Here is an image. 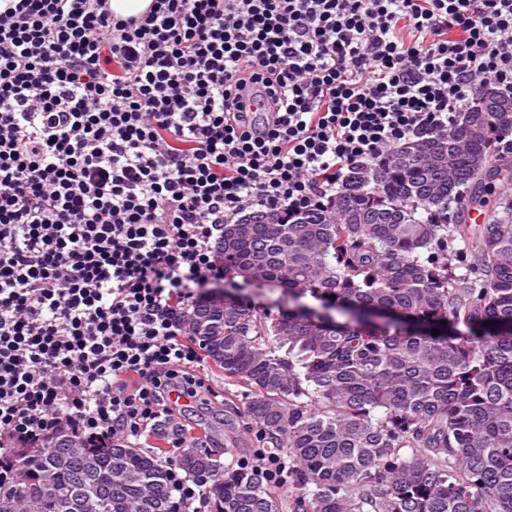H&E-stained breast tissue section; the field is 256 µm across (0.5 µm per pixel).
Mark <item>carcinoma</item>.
I'll use <instances>...</instances> for the list:
<instances>
[{"instance_id":"1","label":"carcinoma","mask_w":512,"mask_h":512,"mask_svg":"<svg viewBox=\"0 0 512 512\" xmlns=\"http://www.w3.org/2000/svg\"><path fill=\"white\" fill-rule=\"evenodd\" d=\"M512 98L479 99L443 136L348 174L331 206L224 225V278L248 271L286 303L228 292L194 335L246 387L248 429L288 456L290 512H512ZM492 208L469 224L449 204ZM463 247H456V242ZM466 274L458 278L454 268ZM313 303L306 302V298ZM447 324H441V321ZM440 333L434 335L432 330ZM276 340L285 354L269 345ZM96 461L94 472L84 460ZM180 465L211 512H281L275 488L206 448ZM0 512H173L165 472L133 446L56 436L25 453ZM57 493L35 502L41 482Z\"/></svg>"}]
</instances>
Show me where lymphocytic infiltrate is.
Segmentation results:
<instances>
[{
  "instance_id": "f902f5d3",
  "label": "lymphocytic infiltrate",
  "mask_w": 512,
  "mask_h": 512,
  "mask_svg": "<svg viewBox=\"0 0 512 512\" xmlns=\"http://www.w3.org/2000/svg\"><path fill=\"white\" fill-rule=\"evenodd\" d=\"M512 97V0H9L0 11V487L64 432L129 443L216 392L185 320L225 225L329 206L352 168ZM275 487L288 458L236 463ZM174 512L209 490L163 462Z\"/></svg>"
}]
</instances>
